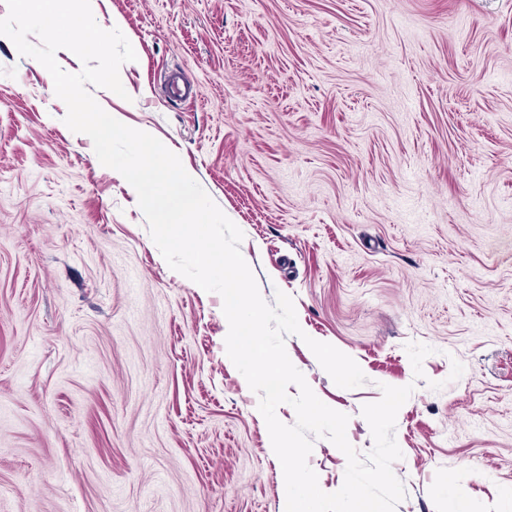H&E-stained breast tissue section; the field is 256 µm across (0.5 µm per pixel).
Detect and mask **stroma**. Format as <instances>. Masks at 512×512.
<instances>
[{
	"label": "stroma",
	"instance_id": "1",
	"mask_svg": "<svg viewBox=\"0 0 512 512\" xmlns=\"http://www.w3.org/2000/svg\"><path fill=\"white\" fill-rule=\"evenodd\" d=\"M136 61L91 93L243 232L286 352L372 445L400 408L396 512H512V0H96ZM180 74L193 88L171 97ZM44 67L0 38V512H285L223 301L173 271ZM350 356L338 387L306 338ZM338 491L345 455L308 458Z\"/></svg>",
	"mask_w": 512,
	"mask_h": 512
}]
</instances>
